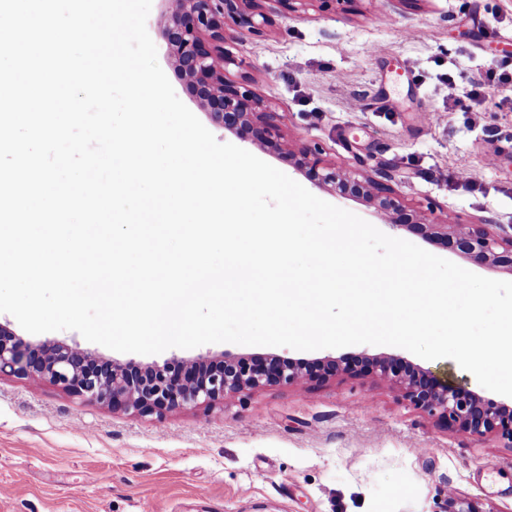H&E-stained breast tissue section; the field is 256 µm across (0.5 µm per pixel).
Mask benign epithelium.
Listing matches in <instances>:
<instances>
[{"label": "benign epithelium", "mask_w": 512, "mask_h": 512, "mask_svg": "<svg viewBox=\"0 0 512 512\" xmlns=\"http://www.w3.org/2000/svg\"><path fill=\"white\" fill-rule=\"evenodd\" d=\"M262 0H175L168 15V34L175 35L172 54L209 121L253 144L285 154L314 185L341 197L361 200L390 225L435 242L477 265L512 272V231L491 235L490 220L461 227L453 221L431 224L408 208L390 185L355 170L338 167L321 151L304 145L294 151L285 143L273 113L262 101L229 77L235 64L225 48L227 31L259 33L269 23ZM340 373L354 378L378 376L397 384L414 407L447 428L476 438L495 434L512 444V406L487 399L395 356H366L293 362L268 354L216 361L200 357L141 366L105 360L76 342L31 346L0 323V377L23 376L62 386L90 403L106 404L139 415L162 416L168 411L204 407L229 394L290 384L304 376L326 381ZM447 512H485L479 503L450 489Z\"/></svg>", "instance_id": "benign-epithelium-1"}]
</instances>
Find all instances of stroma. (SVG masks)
<instances>
[{
	"mask_svg": "<svg viewBox=\"0 0 512 512\" xmlns=\"http://www.w3.org/2000/svg\"><path fill=\"white\" fill-rule=\"evenodd\" d=\"M168 0L147 31L179 99L206 120L167 39ZM225 47L232 78L274 112L291 147L374 173L392 167L404 202L432 222L512 225V0H355L285 17ZM90 351L119 363L251 356L206 344L154 355ZM293 361L385 353L359 344ZM512 512V447L440 426L376 376L339 375L226 396L211 409L141 416L61 386L0 378V512H445L449 490Z\"/></svg>",
	"mask_w": 512,
	"mask_h": 512,
	"instance_id": "1",
	"label": "stroma"
}]
</instances>
